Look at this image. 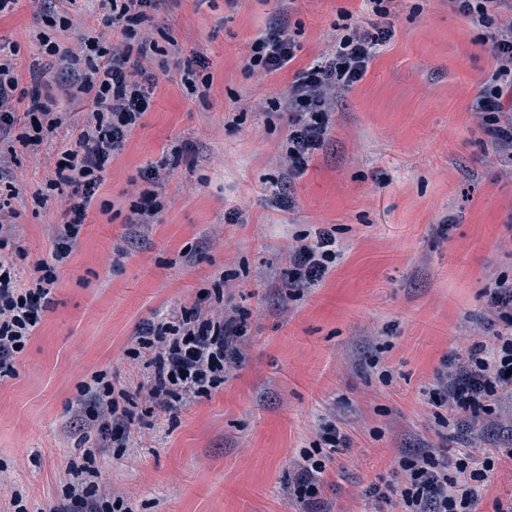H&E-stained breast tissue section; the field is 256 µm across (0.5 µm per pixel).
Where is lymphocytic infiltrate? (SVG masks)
<instances>
[{
    "mask_svg": "<svg viewBox=\"0 0 512 512\" xmlns=\"http://www.w3.org/2000/svg\"><path fill=\"white\" fill-rule=\"evenodd\" d=\"M158 0H98L106 10L105 30L85 37L80 52L85 69L77 74L79 92L90 95L92 110L77 135L75 144L60 150V164L38 193V205H46L52 191L69 187V205L52 227L55 250L51 262H38L32 285H19L12 257L0 252V377L14 374V360L35 336L49 296L57 281V267L78 245V233L89 209L97 202L112 157L125 147L127 138L148 112L153 78L141 65L157 53L155 41L143 37L152 25ZM476 28L491 30V53L500 61L476 97L473 107L482 131L500 151H512V0H448ZM119 32L126 43L123 55H114L107 43L110 32ZM390 28L367 31L345 26L333 55L309 63L299 70L288 88L286 99L291 115L283 159L289 177L304 174L314 153L328 137L331 112L328 105L342 91L364 77L381 46L391 39ZM298 48L288 25L279 24L259 35L244 56L249 72L275 74L295 58ZM16 46L0 43V134L22 123L19 142L26 147L41 145L60 123L48 112L40 94L20 86L12 61ZM342 256L332 230L316 228L288 247L286 288L308 290L323 285ZM487 305L494 309L499 328L490 343H476L459 352L463 365L454 381H436L422 392L426 406L443 405L452 411L478 417L491 413L493 398L512 391V280L499 277L485 290ZM246 334L241 311L222 310L213 317L192 309L174 316L167 314L142 328L137 343L146 356L152 376L149 393L160 407L169 410L182 395L206 396L223 379L228 360L242 359L238 343ZM115 386L104 375H94L84 385L81 426L108 429L117 420L119 403ZM313 447L301 450V467L292 495L310 504L321 493L330 465L349 438L329 417H319ZM495 457L478 460L457 451L447 460L415 451L400 457L394 474L401 483L384 481L373 490L391 506V512H478V505L493 477Z\"/></svg>",
    "mask_w": 512,
    "mask_h": 512,
    "instance_id": "lymphocytic-infiltrate-1",
    "label": "lymphocytic infiltrate"
}]
</instances>
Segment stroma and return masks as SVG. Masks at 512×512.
Masks as SVG:
<instances>
[{
    "label": "stroma",
    "instance_id": "35a3bbf8",
    "mask_svg": "<svg viewBox=\"0 0 512 512\" xmlns=\"http://www.w3.org/2000/svg\"><path fill=\"white\" fill-rule=\"evenodd\" d=\"M72 25L56 40L76 46L103 28L95 0H16L0 14L21 75L39 70L62 125L50 148L21 153L8 174L22 249L19 274L50 259V230L68 205L34 195L54 171L56 149L92 102L55 84L60 62L33 35L46 10ZM393 38L364 78L336 101L324 147L300 177L279 155L288 115L280 109L296 72L333 45L347 21L370 27L362 0H160L151 30L161 48L144 60L157 82L149 112L107 168L79 243L59 271L43 321L0 377V512L20 490L28 512L65 508L64 472L123 497L134 512H297L285 494L294 461L316 439L318 415L350 436L311 512H378L370 494L401 453L463 449L498 463L480 512L512 505V408L495 420L462 417L448 430L420 403L454 349L491 335L483 291L512 279V157L492 151L473 103L496 63L490 33L469 27L448 0H392ZM287 21L299 48L284 70H245L250 42ZM209 63L207 98L191 95L164 52ZM193 150L175 157L184 143ZM171 159L151 232L129 224L141 172ZM292 204L274 208L271 189ZM239 209L238 223L224 221ZM335 229L344 254L325 283L288 296V243L313 228ZM247 312L242 363L209 396L175 412L155 407L130 355L158 314L202 307L211 292ZM389 373L381 381L369 363ZM112 377L133 399L128 448L72 424V404L92 375Z\"/></svg>",
    "mask_w": 512,
    "mask_h": 512
}]
</instances>
